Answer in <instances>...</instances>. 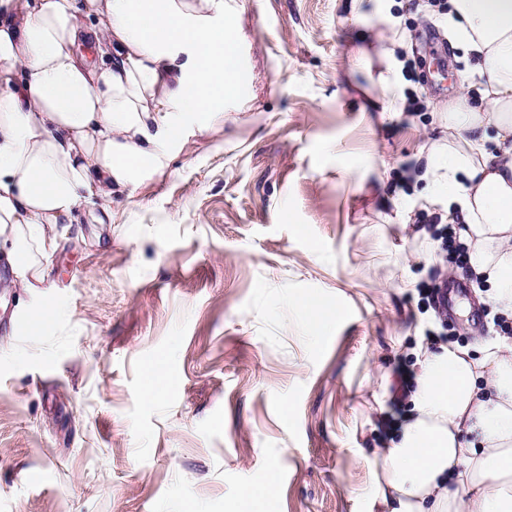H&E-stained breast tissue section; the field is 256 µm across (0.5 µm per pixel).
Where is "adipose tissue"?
Listing matches in <instances>:
<instances>
[{
  "label": "adipose tissue",
  "instance_id": "adipose-tissue-1",
  "mask_svg": "<svg viewBox=\"0 0 512 512\" xmlns=\"http://www.w3.org/2000/svg\"><path fill=\"white\" fill-rule=\"evenodd\" d=\"M393 0L356 61L403 101L407 34ZM471 82L439 111L424 203L463 223L467 263L512 318V0H449ZM234 0H0V248L22 287L46 230L168 168L182 141L242 98ZM92 47L85 55L84 47ZM408 410L371 450V512H512V336L475 349L417 341Z\"/></svg>",
  "mask_w": 512,
  "mask_h": 512
}]
</instances>
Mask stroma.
<instances>
[{
	"instance_id": "stroma-1",
	"label": "stroma",
	"mask_w": 512,
	"mask_h": 512,
	"mask_svg": "<svg viewBox=\"0 0 512 512\" xmlns=\"http://www.w3.org/2000/svg\"><path fill=\"white\" fill-rule=\"evenodd\" d=\"M398 2L426 111L366 110L379 91L347 0H236L247 103H226L110 218L84 204L55 225L44 287L0 259V512H236L272 461L264 512H366L358 451L397 413L383 378L410 366L404 348L496 336L477 288L448 311L425 292L467 273L414 230L449 224L415 179L438 104L469 77L446 22ZM310 299L340 308L315 341ZM47 307L39 334L14 333ZM155 362L173 384L151 401Z\"/></svg>"
}]
</instances>
